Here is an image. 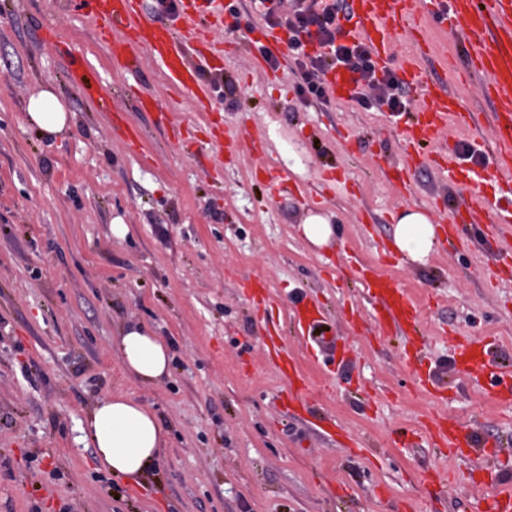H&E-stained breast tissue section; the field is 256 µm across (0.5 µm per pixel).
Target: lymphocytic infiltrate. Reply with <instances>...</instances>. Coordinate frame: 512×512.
Instances as JSON below:
<instances>
[{"mask_svg": "<svg viewBox=\"0 0 512 512\" xmlns=\"http://www.w3.org/2000/svg\"><path fill=\"white\" fill-rule=\"evenodd\" d=\"M262 15L282 28L288 50L303 71L299 95L322 100L327 89L323 74L342 67L356 74L362 89L357 101L363 108L379 105L388 111H404L407 89L388 68L377 67L369 48L360 41L343 43L339 14L348 12L347 0H259Z\"/></svg>", "mask_w": 512, "mask_h": 512, "instance_id": "obj_1", "label": "lymphocytic infiltrate"}]
</instances>
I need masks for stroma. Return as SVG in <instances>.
Masks as SVG:
<instances>
[{"label": "stroma", "mask_w": 512, "mask_h": 512, "mask_svg": "<svg viewBox=\"0 0 512 512\" xmlns=\"http://www.w3.org/2000/svg\"><path fill=\"white\" fill-rule=\"evenodd\" d=\"M222 24L210 39L235 97L216 93L195 111L171 90L149 55L135 75L118 71L91 18L63 0H0V512H475L484 489L466 456H442L421 439L431 417L468 426L476 440L512 445V408L459 370L451 337L492 343L512 366V276L494 272L488 245L461 234L426 264L401 263L391 248L393 213L432 210L454 221L458 189L431 157H404L405 116L356 101L303 105L287 48L280 66L254 69L253 28L266 22L252 0H207ZM56 29L63 48L45 43ZM438 54L424 79L457 90L460 108L482 112L479 78L451 80L460 33L432 32ZM102 81H132L161 110L191 125V147L173 140L132 98L115 107L141 129L131 150L108 114L66 79L63 50ZM57 92L68 129H30L28 98ZM238 134L213 146L212 130ZM408 160L410 189L391 163ZM287 176L271 188L265 170ZM329 215L332 247L318 250L298 226ZM126 225L123 238L112 227ZM369 265L419 302L426 343L420 368L397 341L378 338L364 289L342 267ZM266 283L262 298L241 292ZM326 318L341 366L330 373L302 337ZM140 324L170 346V377L146 384L121 366L115 338ZM281 335L308 382L312 403L337 424L321 429L285 406L284 382L268 362ZM442 376L443 396L419 375ZM128 394L168 432L154 471L133 484L100 471L80 424L97 400ZM453 471L455 481H433Z\"/></svg>", "instance_id": "35a3bbf8"}]
</instances>
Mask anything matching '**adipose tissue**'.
Wrapping results in <instances>:
<instances>
[{
    "instance_id": "obj_1",
    "label": "adipose tissue",
    "mask_w": 512,
    "mask_h": 512,
    "mask_svg": "<svg viewBox=\"0 0 512 512\" xmlns=\"http://www.w3.org/2000/svg\"><path fill=\"white\" fill-rule=\"evenodd\" d=\"M28 121L39 134L54 137L66 129L71 115L60 97L50 90L31 95ZM441 226L425 210L409 207L395 218L393 248L403 261L423 264L441 242ZM122 367L143 383L168 376V345L145 327L131 324L116 338ZM87 442L96 450L101 469L113 476L144 478L158 463L167 433L155 413L127 396L115 393L100 399L82 425Z\"/></svg>"
}]
</instances>
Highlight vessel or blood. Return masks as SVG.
I'll return each instance as SVG.
<instances>
[{
	"mask_svg": "<svg viewBox=\"0 0 512 512\" xmlns=\"http://www.w3.org/2000/svg\"><path fill=\"white\" fill-rule=\"evenodd\" d=\"M70 5L92 16L97 36L110 42L112 62L122 70H135L136 50L148 52L172 86L189 92L194 106L206 110L215 92L202 64L200 51L208 47L211 20L203 14L196 0H178L177 26H159L142 14L140 0H69ZM355 22V38L371 50L377 64H399L407 85L421 84L419 64L399 59L392 33L402 23L420 19L422 24L453 23L466 43L463 61L452 62L455 71H465L482 78L484 96L491 105L492 139L489 165L476 168L461 166L448 154L442 136L448 127L469 133L473 115L461 111L452 91L428 92L403 135L404 147H428L440 161L439 168L449 185L462 189L457 206L459 223L481 226L486 241L499 245L498 268H512V248L503 239L512 230V0H451L448 12L439 9L440 0H348ZM65 69L84 95L96 100L100 111L112 109V93L101 84L97 72L83 57L68 56ZM332 98L346 101L355 89L347 72L335 69L323 77ZM126 93L138 100L142 109L157 113L159 126L171 128L178 142L192 140L190 130L172 127L168 113L160 111L154 96L141 85L126 86ZM355 275L372 300L373 324L380 335L397 331L418 335L421 311L416 302L391 279L381 277L364 265ZM455 349L469 375L485 378L497 400H512V369L500 366L490 352L474 356L472 339L458 336ZM271 365L284 379V396L289 402L306 400L307 382L294 367L284 343H277L269 356ZM429 438L441 455L463 448L481 460L483 470L493 473L492 490L484 498V512H512V480L504 478L499 456L488 454L471 438L467 428L456 423L437 422Z\"/></svg>",
	"mask_w": 512,
	"mask_h": 512,
	"instance_id": "vessel-or-blood-1",
	"label": "vessel or blood"
}]
</instances>
